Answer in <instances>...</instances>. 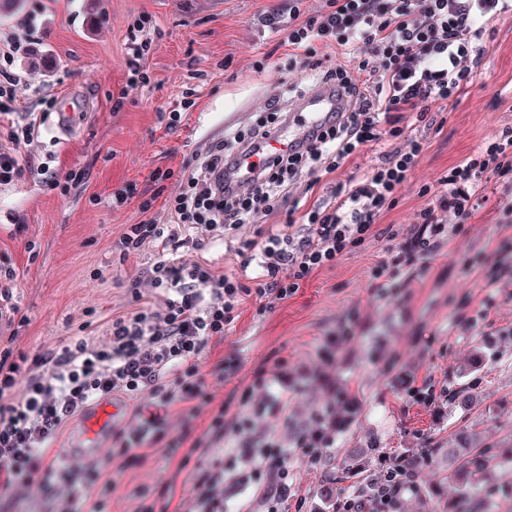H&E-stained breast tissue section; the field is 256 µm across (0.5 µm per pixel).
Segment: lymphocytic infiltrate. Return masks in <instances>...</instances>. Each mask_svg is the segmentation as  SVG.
<instances>
[{
	"label": "lymphocytic infiltrate",
	"instance_id": "obj_1",
	"mask_svg": "<svg viewBox=\"0 0 512 512\" xmlns=\"http://www.w3.org/2000/svg\"><path fill=\"white\" fill-rule=\"evenodd\" d=\"M512 14V0H323L315 9L306 0H284L259 14L261 26L279 33L288 48L289 69L315 71L322 88L340 106L329 126L288 154L269 160L248 189L235 193L225 184L242 150L268 138L288 121V102L267 100L255 119L226 130L179 172L156 171L160 183L177 178L176 193L141 203L142 220L122 228L120 261L154 244L158 257L146 269L157 300L133 291L131 306L113 315L102 339L78 330L67 345L36 356L15 351L19 331L29 324L18 315L15 333L0 336V487L65 479L67 492L57 512H106L101 497L88 500L90 481L112 487L107 465L94 463L84 478L56 464L53 455L69 424L90 406L119 396L142 414L139 431L116 434L122 453L140 447L144 434L155 445L187 448L196 454L224 442V405L207 390L208 376L234 373L233 365L209 364L203 351L222 342L244 304L262 317L295 295L321 269L375 235L395 241L399 225L380 227L395 208L429 143L426 130L442 129L451 102L472 84L482 48L474 39L501 15ZM19 75L0 80V188L25 174L23 154L34 139L37 120L16 112ZM375 161L347 183H336L347 162L366 153ZM335 182L332 201L316 198L320 185ZM303 188L311 199L304 210L287 208L291 190ZM512 192V126L479 143L470 154L422 183L424 207L412 216L419 233L414 248L394 262L373 268L382 287L403 288L417 259L438 252L445 240L494 199ZM284 214L285 220L272 218ZM223 244L228 270L217 272L207 253ZM195 259L177 260L182 248ZM261 401L251 403L236 422L249 446L243 460L268 512H288L293 482L289 461L300 453L317 464L336 438V411L318 413L313 428L287 442L273 433L254 434V420L266 413L287 417L290 387L285 373ZM185 406L186 419L206 414L201 437L164 440V417ZM223 464L195 478L188 512H224ZM414 474L402 458L382 470L372 483L373 512H393Z\"/></svg>",
	"mask_w": 512,
	"mask_h": 512
}]
</instances>
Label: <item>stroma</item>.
Instances as JSON below:
<instances>
[{"instance_id": "1", "label": "stroma", "mask_w": 512, "mask_h": 512, "mask_svg": "<svg viewBox=\"0 0 512 512\" xmlns=\"http://www.w3.org/2000/svg\"><path fill=\"white\" fill-rule=\"evenodd\" d=\"M277 0H0V37L16 30L29 14L38 27L11 70L26 82L18 93L21 112L44 111L48 98L68 96L80 120L59 133L56 116L40 126L25 153L32 163L52 157L58 169L80 166L87 179L68 191L52 189L39 175L25 176L0 189V254L10 256L17 281L13 301L29 325L15 342L36 355L67 342L87 308L110 314L126 310L133 281L156 259L154 246L119 262L114 246L122 227L140 221V202L150 198L155 170H179L205 144L224 135V122H246L281 88L310 90L308 71L282 75L253 60L275 46L254 23L258 12ZM153 18L154 35L144 68L150 81L127 91L129 37L141 15ZM487 51L471 87L449 105L441 131H428L429 148L388 224H408L426 200L423 179L464 159L481 141L512 125V17L493 21L483 36ZM196 89L195 106L176 129L164 115L184 92ZM134 192L113 208L112 194ZM496 211L482 210L465 231L451 237L409 287L393 292L377 287L373 267L391 260L385 238H371L336 267L317 273L287 302L258 318L244 306L222 343L209 345L210 360L237 364L234 374L209 378L208 390L237 414L239 394L263 391L258 375L285 364L299 392L291 420L256 419L260 429L295 436L315 413L337 403L339 395L357 408L325 449L320 466L295 457L294 499L301 512H336L355 489L341 465L350 449L372 447L363 462L373 478L379 458L406 455L415 460V488L404 492L396 512H452L458 488L447 480L435 448L451 443L465 429L478 446L512 451V223ZM40 254L29 260L26 242ZM493 287H485L487 279ZM482 366L461 376L475 352ZM470 383L477 398L470 410L451 407L445 389ZM417 387L429 394L420 403L409 395ZM141 460L119 455L112 444L100 459H111L115 479L108 512H174L193 494L198 472L212 457H185L172 449L165 457L141 447ZM65 493L51 482L0 489V512H54Z\"/></svg>"}]
</instances>
